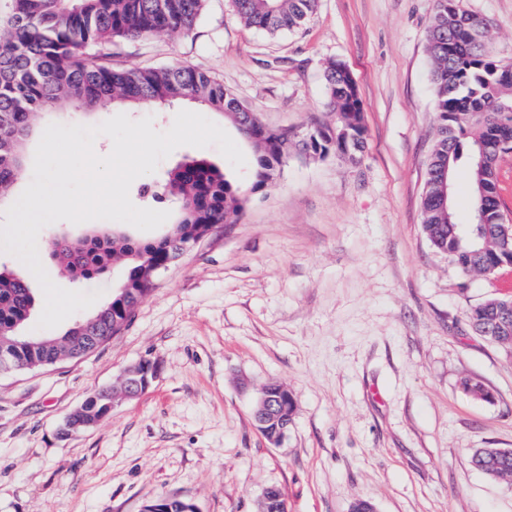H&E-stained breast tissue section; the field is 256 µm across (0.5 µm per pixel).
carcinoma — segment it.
Returning <instances> with one entry per match:
<instances>
[{
    "instance_id": "obj_1",
    "label": "carcinoma",
    "mask_w": 512,
    "mask_h": 512,
    "mask_svg": "<svg viewBox=\"0 0 512 512\" xmlns=\"http://www.w3.org/2000/svg\"><path fill=\"white\" fill-rule=\"evenodd\" d=\"M206 0H13L8 27L0 29V201L6 199L22 167L23 145L39 112L64 108H106L130 102L149 108L163 102L198 101L238 125L242 105L224 84L197 68L175 63L152 68L114 69L103 63L116 39L158 33L187 34L202 16ZM318 0H233L241 22L269 36L300 29ZM488 26L469 13L463 0H436L428 30V53L435 86L437 133L427 180L453 176L464 165L481 223L462 229L450 204L430 191L422 200L423 231L431 246L447 255L466 276L489 275L512 265V243L504 246V211L497 179L499 159L512 153V61L486 51ZM325 88L336 123L315 128L302 142L312 156L353 157L365 146L363 105L356 79L342 62H330ZM256 163L245 182L224 173L205 157H194L170 170L163 196L174 205L176 224L157 240L135 239L120 229L94 230L76 241L64 238L50 249L75 281H93L112 263L124 260L125 281L145 293L140 281L148 266L166 263L180 245L205 224H233L248 195L268 185L278 162V147L253 140ZM503 300H485L467 311L473 330L485 341L512 352V310ZM35 298L28 282L0 269V356L41 368L79 354L69 336L91 342L112 333L107 316L76 321L59 338L30 336L26 322ZM469 397L486 403L494 395L481 382L461 383ZM471 462L489 479L512 486V448H477Z\"/></svg>"
}]
</instances>
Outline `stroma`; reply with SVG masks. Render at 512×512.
Returning <instances> with one entry per match:
<instances>
[{
	"mask_svg": "<svg viewBox=\"0 0 512 512\" xmlns=\"http://www.w3.org/2000/svg\"><path fill=\"white\" fill-rule=\"evenodd\" d=\"M435 6L319 0L304 26L272 39L245 27L230 0H206L187 35L113 43V66L192 65L295 140L335 123L323 73L329 61L343 62L358 83L365 148L353 163L289 154L236 223L156 277L121 334L87 356L0 375V512H143L161 496L198 512H257L272 486L289 512H350L357 500L377 512H512V487L470 462L474 449L512 448V354L477 336L466 317L487 298H512V266L467 278L422 229L436 129L426 49ZM465 6L488 24L491 54L512 60V0ZM183 110L237 133L192 101L40 115L13 193L31 182L49 123L149 116L165 132ZM198 154L228 164L217 147H178L133 181L132 203L169 210L152 189ZM105 225L62 220L37 238L56 285L100 292L104 303L122 265L75 282L48 248L52 235L77 238ZM142 359L160 365L145 394L60 437L73 407ZM465 377L490 388L494 403L466 396ZM268 383L287 387L295 402L277 447L253 419L256 391Z\"/></svg>",
	"mask_w": 512,
	"mask_h": 512,
	"instance_id": "obj_1",
	"label": "stroma"
}]
</instances>
